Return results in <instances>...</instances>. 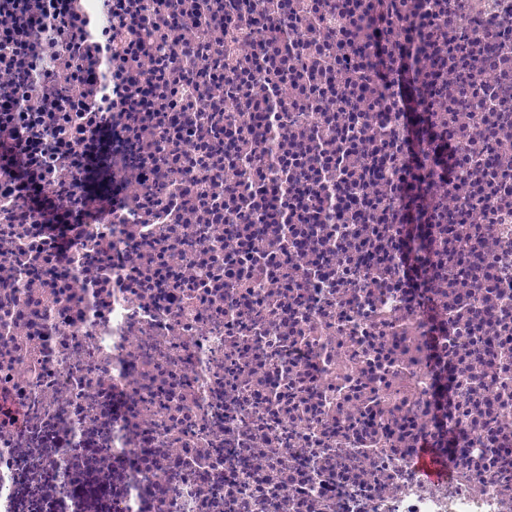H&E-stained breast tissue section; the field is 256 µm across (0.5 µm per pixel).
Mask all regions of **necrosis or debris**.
<instances>
[{
    "instance_id": "1",
    "label": "necrosis or debris",
    "mask_w": 512,
    "mask_h": 512,
    "mask_svg": "<svg viewBox=\"0 0 512 512\" xmlns=\"http://www.w3.org/2000/svg\"><path fill=\"white\" fill-rule=\"evenodd\" d=\"M104 1L0 0V389L28 418L0 431V512H512V0L424 3L455 163L433 323L394 235L405 102L367 103V0H181L201 28L135 55L102 42ZM172 55L192 78L143 120L116 77ZM104 130L140 165L89 217ZM27 176L67 233L16 208ZM450 427L454 477L427 482L412 461Z\"/></svg>"
}]
</instances>
